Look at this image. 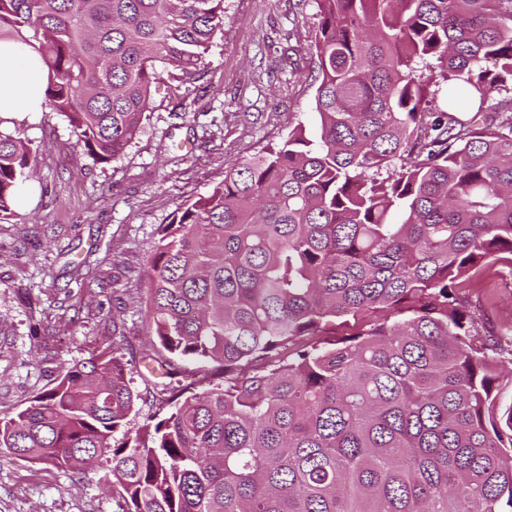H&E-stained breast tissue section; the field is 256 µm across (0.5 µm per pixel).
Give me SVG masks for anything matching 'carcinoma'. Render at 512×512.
<instances>
[{
  "label": "carcinoma",
  "instance_id": "obj_1",
  "mask_svg": "<svg viewBox=\"0 0 512 512\" xmlns=\"http://www.w3.org/2000/svg\"><path fill=\"white\" fill-rule=\"evenodd\" d=\"M317 3L316 134L230 163L149 248L148 350L221 381L118 441L139 395L106 349L0 417L1 452L104 463L125 512H512V335L475 343L458 294L512 255V0ZM223 31L224 0H0L96 163ZM35 162L0 134V221Z\"/></svg>",
  "mask_w": 512,
  "mask_h": 512
}]
</instances>
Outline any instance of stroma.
<instances>
[{
    "mask_svg": "<svg viewBox=\"0 0 512 512\" xmlns=\"http://www.w3.org/2000/svg\"><path fill=\"white\" fill-rule=\"evenodd\" d=\"M316 0H224L204 77L160 92L124 153L96 163L53 112L0 119L37 152L14 217L0 222V416L64 367L117 345L143 394L135 436L160 407L143 359L149 247L180 204L232 161L314 128ZM477 328L512 329V266L492 262L461 290ZM105 468L81 476L0 453V512H124Z\"/></svg>",
    "mask_w": 512,
    "mask_h": 512,
    "instance_id": "1",
    "label": "stroma"
}]
</instances>
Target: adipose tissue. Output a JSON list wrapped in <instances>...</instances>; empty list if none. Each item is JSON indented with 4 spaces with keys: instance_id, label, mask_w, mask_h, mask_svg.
I'll list each match as a JSON object with an SVG mask.
<instances>
[{
    "instance_id": "ef3b65f1",
    "label": "adipose tissue",
    "mask_w": 512,
    "mask_h": 512,
    "mask_svg": "<svg viewBox=\"0 0 512 512\" xmlns=\"http://www.w3.org/2000/svg\"><path fill=\"white\" fill-rule=\"evenodd\" d=\"M46 70L31 50L17 43H0V118L42 111Z\"/></svg>"
}]
</instances>
